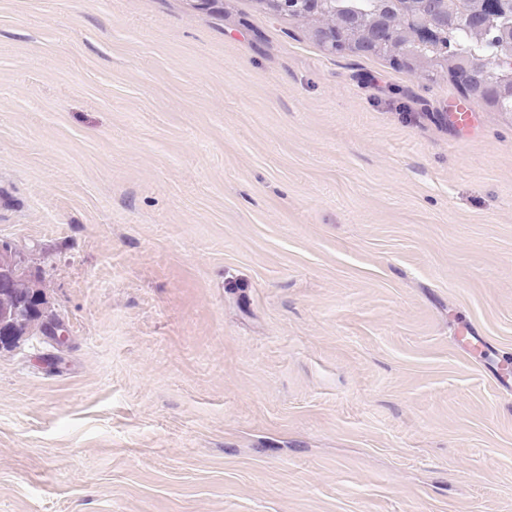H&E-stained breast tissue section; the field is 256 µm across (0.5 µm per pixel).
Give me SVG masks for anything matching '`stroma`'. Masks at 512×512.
<instances>
[{
  "instance_id": "35a3bbf8",
  "label": "stroma",
  "mask_w": 512,
  "mask_h": 512,
  "mask_svg": "<svg viewBox=\"0 0 512 512\" xmlns=\"http://www.w3.org/2000/svg\"><path fill=\"white\" fill-rule=\"evenodd\" d=\"M0 239L69 336L0 350V512H512V112L258 0H0Z\"/></svg>"
}]
</instances>
